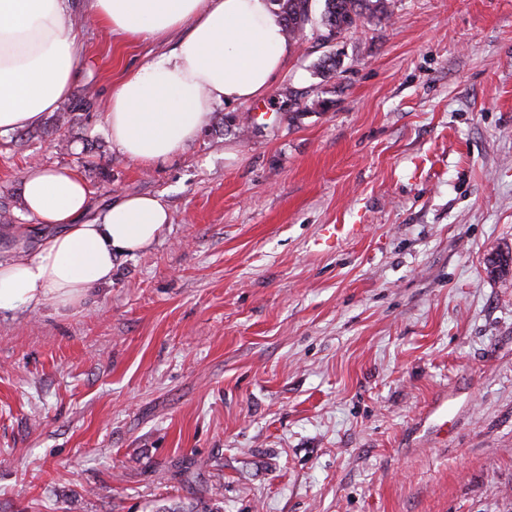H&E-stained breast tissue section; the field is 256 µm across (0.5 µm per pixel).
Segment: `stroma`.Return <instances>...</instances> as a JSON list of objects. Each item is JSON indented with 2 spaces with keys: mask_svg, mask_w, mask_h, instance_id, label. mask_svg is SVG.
Returning a JSON list of instances; mask_svg holds the SVG:
<instances>
[{
  "mask_svg": "<svg viewBox=\"0 0 512 512\" xmlns=\"http://www.w3.org/2000/svg\"><path fill=\"white\" fill-rule=\"evenodd\" d=\"M323 9L263 97L144 167L103 114L165 48L78 0L70 123L0 134V255L37 251L33 164L170 216L85 304L0 312V512H512V274L485 270L512 251V0H392L334 40Z\"/></svg>",
  "mask_w": 512,
  "mask_h": 512,
  "instance_id": "1",
  "label": "stroma"
}]
</instances>
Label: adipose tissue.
Masks as SVG:
<instances>
[{
	"label": "adipose tissue",
	"mask_w": 512,
	"mask_h": 512,
	"mask_svg": "<svg viewBox=\"0 0 512 512\" xmlns=\"http://www.w3.org/2000/svg\"><path fill=\"white\" fill-rule=\"evenodd\" d=\"M70 10V0H0L1 133L39 125L69 97L81 51ZM89 10L121 36L181 35L125 73L104 114L113 145L147 167L179 154L216 105L263 97L292 51L268 0H89ZM23 199L52 232L32 257L0 256V311L81 305L111 283L116 255L147 249L169 221L156 195L94 210L89 186L67 168L29 167Z\"/></svg>",
	"instance_id": "obj_1"
}]
</instances>
